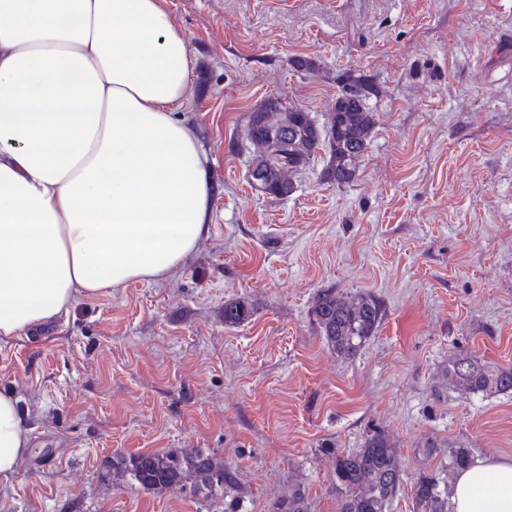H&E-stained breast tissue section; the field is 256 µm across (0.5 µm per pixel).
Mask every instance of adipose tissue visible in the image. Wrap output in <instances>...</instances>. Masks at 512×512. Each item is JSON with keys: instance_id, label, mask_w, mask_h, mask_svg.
Instances as JSON below:
<instances>
[{"instance_id": "1", "label": "adipose tissue", "mask_w": 512, "mask_h": 512, "mask_svg": "<svg viewBox=\"0 0 512 512\" xmlns=\"http://www.w3.org/2000/svg\"><path fill=\"white\" fill-rule=\"evenodd\" d=\"M192 71L166 0H0V339L196 249L214 189L180 116ZM28 433L0 392V486ZM449 501L512 512V459L467 468Z\"/></svg>"}]
</instances>
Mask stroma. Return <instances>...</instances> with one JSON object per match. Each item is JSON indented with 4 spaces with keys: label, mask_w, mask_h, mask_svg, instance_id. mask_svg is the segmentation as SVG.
<instances>
[{
    "label": "stroma",
    "mask_w": 512,
    "mask_h": 512,
    "mask_svg": "<svg viewBox=\"0 0 512 512\" xmlns=\"http://www.w3.org/2000/svg\"><path fill=\"white\" fill-rule=\"evenodd\" d=\"M196 59L181 112L215 184L181 268L80 299L0 343L31 452L0 512H272L298 488L337 512L335 452L386 433L401 488L448 475V450L512 458V393L452 388L454 356L512 367V0H167ZM299 58L317 62L296 68ZM374 126L355 179L325 152L275 199L248 182L246 117L277 96L326 124L345 75ZM370 293L385 317L353 358L318 335V291ZM254 313L224 324V304ZM215 453L228 498L113 486L114 454Z\"/></svg>",
    "instance_id": "35a3bbf8"
}]
</instances>
